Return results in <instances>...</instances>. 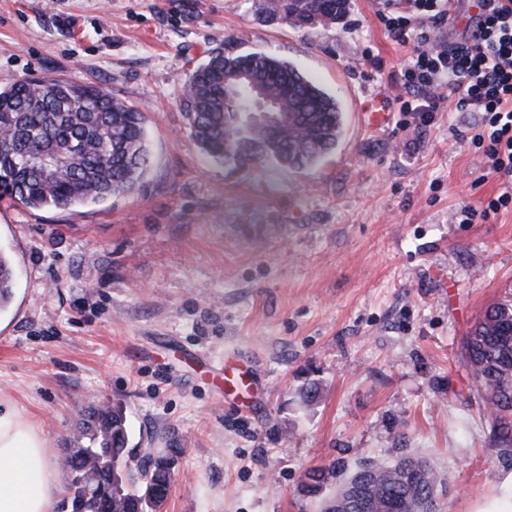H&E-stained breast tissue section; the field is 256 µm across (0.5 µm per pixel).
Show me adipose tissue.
Listing matches in <instances>:
<instances>
[{
  "label": "adipose tissue",
  "mask_w": 512,
  "mask_h": 512,
  "mask_svg": "<svg viewBox=\"0 0 512 512\" xmlns=\"http://www.w3.org/2000/svg\"><path fill=\"white\" fill-rule=\"evenodd\" d=\"M59 474L29 421L0 410V512H53Z\"/></svg>",
  "instance_id": "adipose-tissue-1"
}]
</instances>
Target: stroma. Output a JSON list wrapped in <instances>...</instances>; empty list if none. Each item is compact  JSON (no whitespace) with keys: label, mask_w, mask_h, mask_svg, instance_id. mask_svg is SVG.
Returning a JSON list of instances; mask_svg holds the SVG:
<instances>
[{"label":"stroma","mask_w":512,"mask_h":512,"mask_svg":"<svg viewBox=\"0 0 512 512\" xmlns=\"http://www.w3.org/2000/svg\"><path fill=\"white\" fill-rule=\"evenodd\" d=\"M378 8L350 0L344 19L298 29L252 0H0V89L100 86L144 115L151 152L127 195L0 200L14 270L0 405L33 422L53 462L82 408L119 402L132 465L179 450L162 512H322L338 480L300 495L308 469L403 455L440 473V512L506 501L512 454L493 442L463 340L512 295V208L462 221L501 191L464 142L479 113L368 125L364 101L402 96L411 52ZM219 45L288 61L334 96L335 149L300 170L207 158L181 98ZM239 372L244 385L225 384Z\"/></svg>","instance_id":"stroma-1"}]
</instances>
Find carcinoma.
Instances as JSON below:
<instances>
[{
  "label": "carcinoma",
  "instance_id": "cac0c4a2",
  "mask_svg": "<svg viewBox=\"0 0 512 512\" xmlns=\"http://www.w3.org/2000/svg\"><path fill=\"white\" fill-rule=\"evenodd\" d=\"M349 0H257V11L297 28L336 22ZM269 87L290 125L242 126L249 98L236 76ZM181 106L201 149L218 162L312 166L335 147L342 126L338 101L291 63L260 52L209 53L184 84ZM143 115L111 92L60 77L25 79L0 90V179L6 198L26 208L97 203L135 190L149 168ZM14 273L0 254V310L12 296ZM465 361L484 388L497 446L512 448V296L490 305L464 340ZM126 416L118 404L89 409L69 449V483L59 512H160L175 477L176 450L139 467L141 488L128 489ZM336 464L311 470L300 491L317 494ZM367 483L370 507L342 512H420L442 485L422 458L373 462L345 481Z\"/></svg>",
  "mask_w": 512,
  "mask_h": 512
}]
</instances>
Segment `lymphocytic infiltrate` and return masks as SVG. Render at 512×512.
<instances>
[{
  "mask_svg": "<svg viewBox=\"0 0 512 512\" xmlns=\"http://www.w3.org/2000/svg\"><path fill=\"white\" fill-rule=\"evenodd\" d=\"M481 7L466 23L467 36L445 45L435 43L433 32L457 15L455 0H384L378 11L389 37L413 45L402 68L401 111L423 124L448 102L455 111L482 115L470 145L503 191L482 210L465 208L468 224L512 206V0H481Z\"/></svg>",
  "mask_w": 512,
  "mask_h": 512,
  "instance_id": "lymphocytic-infiltrate-1",
  "label": "lymphocytic infiltrate"
}]
</instances>
